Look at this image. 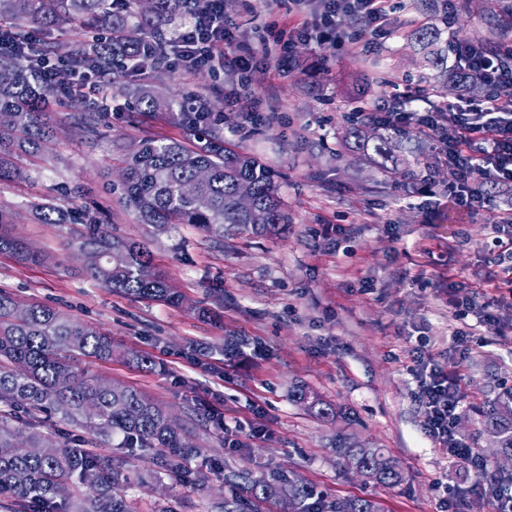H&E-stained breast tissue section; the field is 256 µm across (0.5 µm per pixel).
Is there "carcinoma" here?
Segmentation results:
<instances>
[{
  "label": "carcinoma",
  "instance_id": "cac0c4a2",
  "mask_svg": "<svg viewBox=\"0 0 512 512\" xmlns=\"http://www.w3.org/2000/svg\"><path fill=\"white\" fill-rule=\"evenodd\" d=\"M170 0H152L141 11L138 0H125L121 11L112 0H0V20L10 21L21 32L31 26L73 23L89 29L90 36L71 47L70 66L89 65L102 77L117 80L133 69L163 67L167 50L166 26L174 13ZM427 33L425 59L448 77L445 54L432 48ZM50 89L25 61L0 54V113L10 121L0 123V182L19 175L13 159L40 156L53 139L46 102ZM137 112L148 115L181 111L182 139L142 137L123 149L124 200L140 223L159 231L191 226L217 242L228 235L278 234L288 223L271 170L257 158L224 145L215 135L202 137L204 124L190 112L210 111L209 102L187 92L163 98L143 83L135 94ZM348 151L372 153L377 168L403 181L414 180L415 170L400 167L393 155L392 136L374 135L353 123L342 139ZM210 171L192 198L182 185L198 170ZM247 180L254 192V208L238 206L236 184ZM28 208L42 224H69L71 212L49 200H34ZM11 211L0 207V253H36L12 238L7 226ZM82 253L96 261L88 275L103 286L128 297L167 305H182L185 298L171 288L153 265L143 242L112 235L100 224L72 239ZM112 338L45 305H23L0 291V499L36 512H133L125 494L132 479L114 460L38 431L41 416H60L77 428H86L94 439L108 443L121 438L118 447L130 451H155L165 467L200 456V449L185 439L183 426L168 411L137 388L91 372L88 366L112 359ZM291 400L309 412L329 419L336 408L296 385ZM484 430L496 438L495 455L512 456V389L489 402L481 412ZM336 455L361 464L366 479L398 485L403 473L381 448H370L338 435ZM229 493L213 503L210 512H263L266 504L289 503L292 512H383L369 497L313 500V490L298 480L280 476L258 478L246 470L230 469L224 476Z\"/></svg>",
  "mask_w": 512,
  "mask_h": 512
}]
</instances>
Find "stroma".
<instances>
[{
	"label": "stroma",
	"instance_id": "stroma-1",
	"mask_svg": "<svg viewBox=\"0 0 512 512\" xmlns=\"http://www.w3.org/2000/svg\"><path fill=\"white\" fill-rule=\"evenodd\" d=\"M224 15L257 56L242 77L219 66L167 68L95 90L52 91L58 130L49 153L26 160L28 179L0 185V205L16 215L9 232L46 260L35 265L0 254V290L110 334L116 352L93 371L164 406L200 448V458L184 462L176 477L153 455L114 449L124 471L143 477L126 490L137 512L164 505L208 512L224 497L228 467L258 475L276 469L331 499L376 498L385 512H490L471 462L449 457L425 434L411 373L416 349L439 362L460 361L454 431L489 458L493 443L479 412L512 387V326L497 331L483 321L481 306L494 300L503 274L490 248L488 214L467 210L463 223H448L456 201L437 135L406 131L416 146L403 156L418 173L412 189L342 149L341 140L349 120L382 98L419 85L442 89L448 101L457 97L408 44L412 30L495 45L512 36V14L499 0H405L390 14L381 43L366 28L355 47L337 46L331 32L317 42L294 36L292 71L275 61L281 35L304 22L289 14L288 0H224ZM145 80L167 96L203 94L221 140L277 172L285 232L219 245L190 228L155 235L139 222L121 195L118 148L142 135L181 134L167 118L135 122L129 91ZM237 98L255 101V113L235 111ZM88 102L98 106L92 132L78 122ZM37 197L146 242L189 306L135 301L93 283L65 246L68 227L33 220L27 204ZM216 290L224 307L212 321L198 311L212 307ZM459 331L467 336L463 349ZM230 336L246 345L226 361L213 349ZM134 353L152 355L156 370L137 367ZM299 382L341 407L342 416L326 421L296 405L290 390ZM202 404L222 413L223 430L206 422ZM339 434L384 449L403 482L363 481L337 458Z\"/></svg>",
	"mask_w": 512,
	"mask_h": 512
}]
</instances>
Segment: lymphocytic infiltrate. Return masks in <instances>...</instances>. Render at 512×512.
I'll return each mask as SVG.
<instances>
[{
	"label": "lymphocytic infiltrate",
	"mask_w": 512,
	"mask_h": 512,
	"mask_svg": "<svg viewBox=\"0 0 512 512\" xmlns=\"http://www.w3.org/2000/svg\"><path fill=\"white\" fill-rule=\"evenodd\" d=\"M391 0H324L316 30L335 33L337 43L355 42L350 25H374L392 12ZM254 57L250 47L234 44L224 19L223 0H198L195 12L168 45L172 67L194 69L222 62L228 73L244 72ZM455 62L463 75L478 74L494 95L476 102L464 98L435 103L427 89L387 101L365 113V120L389 128L417 127L439 135L448 166V189L471 210L488 209L490 198L475 188L471 175L480 170L493 181L512 186V39L491 47L479 41L460 43ZM420 101L424 110L413 109ZM455 366L430 362L418 379L417 398L425 409L424 429L449 456L475 458L473 448L458 438L453 421L461 405Z\"/></svg>",
	"instance_id": "lymphocytic-infiltrate-1"
}]
</instances>
